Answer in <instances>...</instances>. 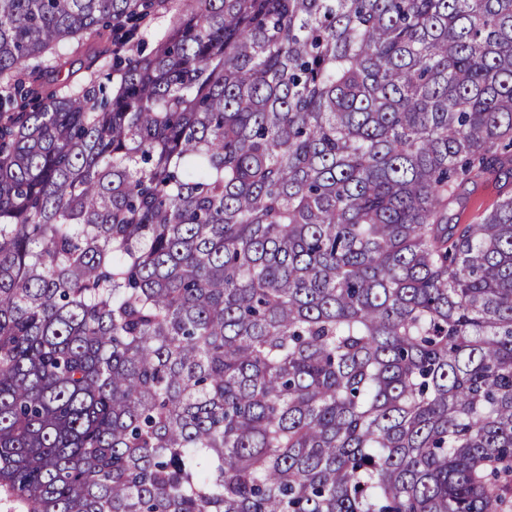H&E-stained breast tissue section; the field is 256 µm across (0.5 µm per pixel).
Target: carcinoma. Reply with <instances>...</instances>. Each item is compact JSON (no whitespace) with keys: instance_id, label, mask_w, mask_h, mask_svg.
Returning <instances> with one entry per match:
<instances>
[{"instance_id":"1","label":"carcinoma","mask_w":512,"mask_h":512,"mask_svg":"<svg viewBox=\"0 0 512 512\" xmlns=\"http://www.w3.org/2000/svg\"><path fill=\"white\" fill-rule=\"evenodd\" d=\"M0 77V489L512 512V0H0ZM74 47L71 48L69 55L64 59L66 64L60 78L65 79L69 77L71 81L77 83L88 82L91 79L92 70L88 69L87 66L91 57L90 54L95 49H89L86 45L79 50H74ZM508 179H488L467 184L460 191V199L449 206L448 216L453 224H474L482 212L490 208L498 199L500 187Z\"/></svg>"}]
</instances>
